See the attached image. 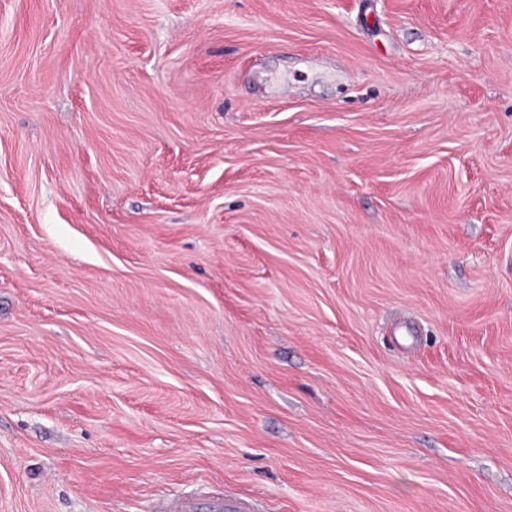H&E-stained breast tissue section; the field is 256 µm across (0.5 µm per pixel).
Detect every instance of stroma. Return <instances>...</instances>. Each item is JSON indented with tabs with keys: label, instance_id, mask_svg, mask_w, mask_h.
<instances>
[{
	"label": "stroma",
	"instance_id": "stroma-1",
	"mask_svg": "<svg viewBox=\"0 0 512 512\" xmlns=\"http://www.w3.org/2000/svg\"><path fill=\"white\" fill-rule=\"evenodd\" d=\"M512 512V0H0V512ZM157 512H254L248 502L224 499L220 496H206L198 491L183 498L156 504Z\"/></svg>",
	"mask_w": 512,
	"mask_h": 512
}]
</instances>
